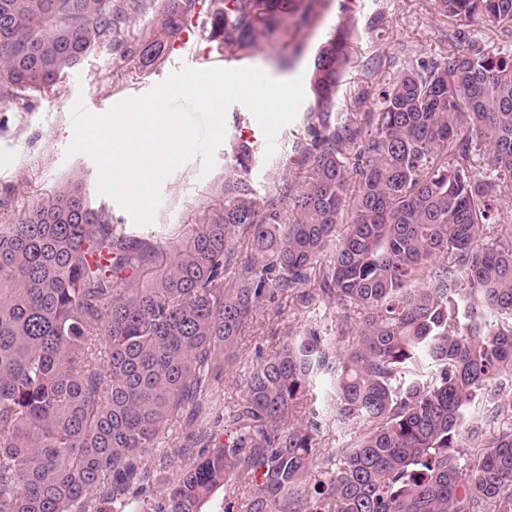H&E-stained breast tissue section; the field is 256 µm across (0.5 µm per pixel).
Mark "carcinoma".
<instances>
[{"label": "carcinoma", "mask_w": 512, "mask_h": 512, "mask_svg": "<svg viewBox=\"0 0 512 512\" xmlns=\"http://www.w3.org/2000/svg\"><path fill=\"white\" fill-rule=\"evenodd\" d=\"M148 2L0 0V101L55 84L101 41L143 71L194 21L242 59L328 6L161 0V35L134 36ZM433 2L499 46L407 67L375 111L336 122L352 50L336 28L309 73L294 146L309 172L284 187L289 209L260 202L255 148L236 139L219 202L156 275L159 247L78 182L0 225V512H202L228 488L217 512H512V432L468 466L460 452L474 399L512 373V228L483 242L512 178V0ZM346 211L322 293L356 343L305 329L255 370L224 432L188 437L176 476L149 469L168 418L217 403L221 358L264 298L303 288ZM327 373L336 420L363 427L334 463L313 395Z\"/></svg>", "instance_id": "1"}]
</instances>
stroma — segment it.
Wrapping results in <instances>:
<instances>
[{
	"instance_id": "1",
	"label": "stroma",
	"mask_w": 512,
	"mask_h": 512,
	"mask_svg": "<svg viewBox=\"0 0 512 512\" xmlns=\"http://www.w3.org/2000/svg\"><path fill=\"white\" fill-rule=\"evenodd\" d=\"M342 22L350 23L355 31L351 64L338 107L344 118L374 110L382 86L411 63L441 59L471 46L485 50L494 46L493 34L478 21L469 23L468 40L451 39L456 24L436 12L433 0H331L322 21L314 27L298 34L280 32L262 41L252 56L243 59L224 55L222 65L227 69L255 68L277 81L307 76L319 43ZM300 41L305 44V52L296 67L289 72L277 70L276 58L291 54ZM212 57L207 44L199 40L191 53L169 50L161 65L142 72L121 61L103 43L56 85L31 98L28 107L0 102V159L9 161L8 166H0V224L17 221L45 193L76 179L91 188L93 205L105 206L118 223L135 225L132 215L113 198L94 192L98 179L95 162L84 154L68 155L74 138L73 107L79 103L90 113H105L124 99L150 91L183 67L211 68ZM311 105V99H304L293 121L279 129L271 157L257 155L251 178L262 202L281 203L284 186L296 189L303 184L305 170L293 158V142ZM254 121L253 113L242 103L231 104L225 115V137L215 151L212 170L204 171L203 160L197 156L173 171L161 184L162 202L153 222L136 225L138 233L157 240L169 253L182 244L203 211L219 199L218 190L229 174L228 154L239 127ZM330 260L326 253L315 263L304 287L309 302H300L290 294L264 302L238 336L235 359L224 368L221 403L214 405L202 421L192 420L186 411L172 415L161 444L148 458V467L166 465L171 471H178L182 460L174 453L175 445L194 429L222 430L225 412L243 396L252 373L296 331L315 326L324 335L338 337L341 346L351 344V337L338 334L343 309L328 304L321 293L323 273ZM318 410L317 439L324 455H334L346 441L359 435V425L337 426L332 405H319ZM508 429L512 430V411L493 412L490 397L478 399L463 435L464 459L469 461L480 455L499 433Z\"/></svg>"
}]
</instances>
